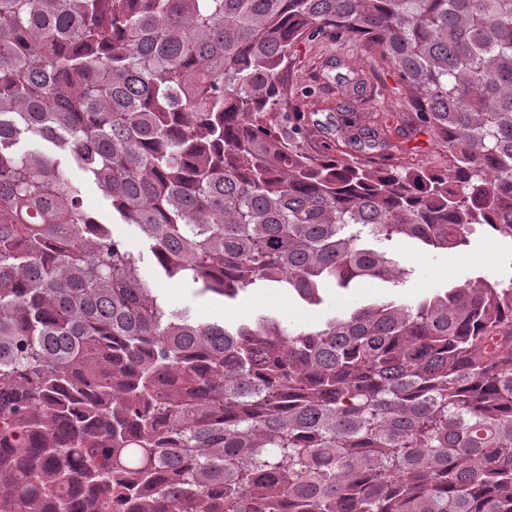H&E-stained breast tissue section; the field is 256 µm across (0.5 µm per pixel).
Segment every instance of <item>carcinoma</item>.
I'll return each mask as SVG.
<instances>
[{
	"mask_svg": "<svg viewBox=\"0 0 512 512\" xmlns=\"http://www.w3.org/2000/svg\"><path fill=\"white\" fill-rule=\"evenodd\" d=\"M357 38L447 170L338 58L341 143L307 150L295 47ZM474 225L512 238V0H0V512H512V275L302 329L141 272L320 305ZM83 206L86 210L96 214L102 222L112 223L110 227L116 234L125 238L132 249H140L141 239L136 228L123 222L115 215L112 218V208L102 192L92 183H85L83 192ZM113 225V226H112Z\"/></svg>",
	"mask_w": 512,
	"mask_h": 512,
	"instance_id": "carcinoma-1",
	"label": "carcinoma"
}]
</instances>
